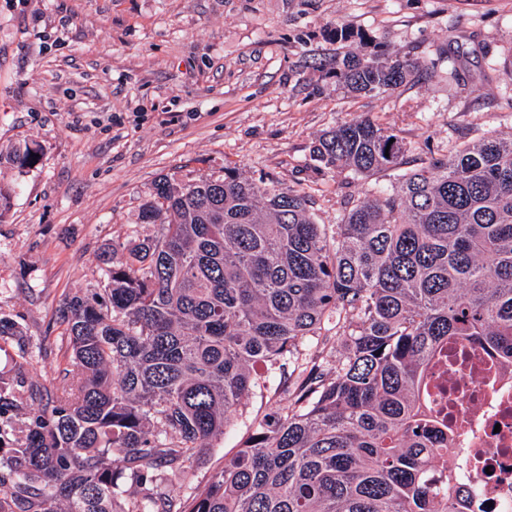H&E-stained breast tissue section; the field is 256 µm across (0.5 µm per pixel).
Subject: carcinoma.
<instances>
[{
    "mask_svg": "<svg viewBox=\"0 0 512 512\" xmlns=\"http://www.w3.org/2000/svg\"><path fill=\"white\" fill-rule=\"evenodd\" d=\"M313 68L355 97L418 71L381 50ZM310 158L401 174L337 224L315 222L305 189L228 166L154 180L147 232L104 245L103 287L59 305L81 376L22 423L25 385L0 380V512H470L448 466L431 476L448 424L421 395L450 341L512 361V134L405 170L403 140L359 118ZM262 389L274 401L242 448L204 485L168 490Z\"/></svg>",
    "mask_w": 512,
    "mask_h": 512,
    "instance_id": "cac0c4a2",
    "label": "carcinoma"
}]
</instances>
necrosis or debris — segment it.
Listing matches in <instances>:
<instances>
[{
  "instance_id": "necrosis-or-debris-1",
  "label": "necrosis or debris",
  "mask_w": 512,
  "mask_h": 512,
  "mask_svg": "<svg viewBox=\"0 0 512 512\" xmlns=\"http://www.w3.org/2000/svg\"><path fill=\"white\" fill-rule=\"evenodd\" d=\"M427 408L447 422L448 463L475 512H512V364L489 348L451 343L431 361Z\"/></svg>"
}]
</instances>
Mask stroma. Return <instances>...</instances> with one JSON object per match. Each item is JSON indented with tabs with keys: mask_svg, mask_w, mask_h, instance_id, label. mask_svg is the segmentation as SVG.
Wrapping results in <instances>:
<instances>
[{
	"mask_svg": "<svg viewBox=\"0 0 512 512\" xmlns=\"http://www.w3.org/2000/svg\"><path fill=\"white\" fill-rule=\"evenodd\" d=\"M340 29L351 31L335 40ZM407 56L419 78L356 98L312 59L374 48ZM367 115L403 139L409 161L512 132V0H0V376L55 396L72 363L57 309L102 287L105 243L137 239L154 180L191 183L225 166L305 188L320 224L346 202L391 189L392 172L317 167L310 146ZM36 148L25 169L8 162ZM270 394L171 490L204 484L241 448Z\"/></svg>",
	"mask_w": 512,
	"mask_h": 512,
	"instance_id": "stroma-1",
	"label": "stroma"
}]
</instances>
